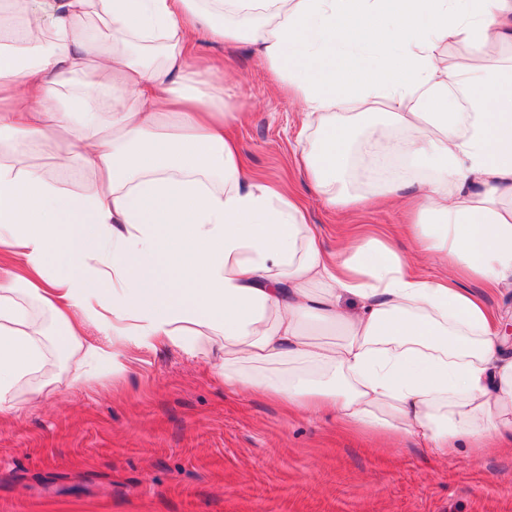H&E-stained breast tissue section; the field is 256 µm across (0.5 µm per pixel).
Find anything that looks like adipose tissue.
Masks as SVG:
<instances>
[{
	"label": "adipose tissue",
	"mask_w": 512,
	"mask_h": 512,
	"mask_svg": "<svg viewBox=\"0 0 512 512\" xmlns=\"http://www.w3.org/2000/svg\"><path fill=\"white\" fill-rule=\"evenodd\" d=\"M202 40L258 45L301 102V160L327 206L406 203L418 253L512 288V0H0V414L44 395L30 380L52 349L119 376L126 352L171 346L225 388L435 456L512 438L498 317L381 239L328 253L225 136L242 115L223 70L194 65ZM391 127L423 180L351 193L358 133ZM47 149L78 161L80 188L35 163ZM87 321L110 346L84 343Z\"/></svg>",
	"instance_id": "obj_1"
}]
</instances>
